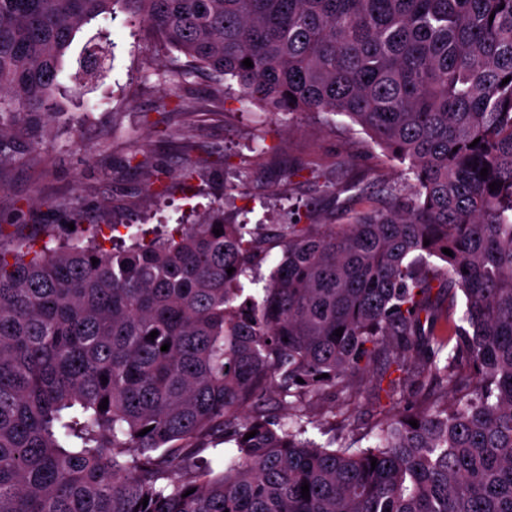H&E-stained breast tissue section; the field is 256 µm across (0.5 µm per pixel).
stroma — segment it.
<instances>
[{
    "mask_svg": "<svg viewBox=\"0 0 512 512\" xmlns=\"http://www.w3.org/2000/svg\"><path fill=\"white\" fill-rule=\"evenodd\" d=\"M103 48L102 76L86 85L73 74L88 41ZM176 51L156 46L127 14L82 27L63 58L61 111L83 126L55 122L37 162L27 143L0 164V240L64 241L110 249L158 227L196 224L223 211L228 224L271 227L349 224L379 206L381 183L401 163L344 117L287 118L243 100L233 79L214 85L201 72L175 79ZM329 185L331 194L320 193ZM395 369L371 364L362 395L329 394L313 414L335 412L319 443L358 440L397 405L386 394Z\"/></svg>",
    "mask_w": 512,
    "mask_h": 512,
    "instance_id": "35a3bbf8",
    "label": "stroma"
}]
</instances>
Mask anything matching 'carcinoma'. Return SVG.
Returning a JSON list of instances; mask_svg holds the SVG:
<instances>
[{
    "label": "carcinoma",
    "mask_w": 512,
    "mask_h": 512,
    "mask_svg": "<svg viewBox=\"0 0 512 512\" xmlns=\"http://www.w3.org/2000/svg\"><path fill=\"white\" fill-rule=\"evenodd\" d=\"M116 4L249 101L348 118L416 192L340 228L0 244V512H512V0H0V162L37 151L75 33ZM278 246L258 302L240 277ZM380 355L445 394L364 448L305 437Z\"/></svg>",
    "instance_id": "cac0c4a2"
}]
</instances>
